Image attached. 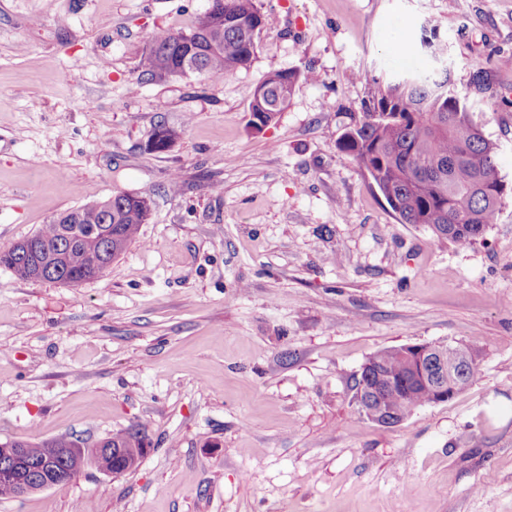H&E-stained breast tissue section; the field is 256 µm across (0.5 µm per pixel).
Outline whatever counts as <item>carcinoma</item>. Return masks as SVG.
<instances>
[{
    "instance_id": "carcinoma-1",
    "label": "carcinoma",
    "mask_w": 512,
    "mask_h": 512,
    "mask_svg": "<svg viewBox=\"0 0 512 512\" xmlns=\"http://www.w3.org/2000/svg\"><path fill=\"white\" fill-rule=\"evenodd\" d=\"M269 26V16L255 0H213V9L198 16L191 29L156 36L144 62L152 77L166 80L178 69L181 58L196 49L199 74L221 79L251 65L257 39ZM299 77L295 69L277 71L255 88L249 112L252 117L260 113L262 118L259 124L249 120L252 127L260 131L275 122ZM339 145L403 224H424L437 239L466 245L482 236L496 219L504 192L496 147L471 119L446 69L376 82L361 121L343 133ZM143 223L135 194L95 201L63 211L43 225L34 236L36 253L0 252V266L28 280L34 264L57 248L66 234L72 252L95 257L105 253L115 259L136 240ZM52 264L60 269L58 279L65 284L92 280L106 271L91 259L73 265L58 257ZM447 347L448 368L456 370L470 360L464 384L472 383L479 374L474 349L461 343ZM414 375L410 363L392 347L374 354L354 384L362 382L382 393ZM432 400L433 388L416 381L386 399L384 408L410 414ZM144 444L145 435L139 428L105 438L107 448H141ZM49 445L75 448L77 440L62 436L50 442L22 443L33 467L41 468L42 449Z\"/></svg>"
}]
</instances>
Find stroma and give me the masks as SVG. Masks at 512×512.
Returning a JSON list of instances; mask_svg holds the SVG:
<instances>
[{
  "label": "stroma",
  "mask_w": 512,
  "mask_h": 512,
  "mask_svg": "<svg viewBox=\"0 0 512 512\" xmlns=\"http://www.w3.org/2000/svg\"><path fill=\"white\" fill-rule=\"evenodd\" d=\"M256 4L276 22L249 68L157 81L143 50L211 0H0V248L116 194L151 202L98 278L0 267V443L150 444L0 512H512V0ZM439 62L505 187L464 247L401 223L338 146L374 80ZM285 68L286 109L253 129ZM159 124L179 131L162 153ZM421 342L472 345L479 377L393 427L360 414L366 360ZM300 75V72L295 69L277 71L272 77L256 86L249 104L251 117L249 123L252 127L258 131L263 129L253 120L256 113L262 114L263 127H268L275 122L278 114L288 102ZM101 441H105L104 448H139L141 453L147 451L148 448H144L145 435L141 429H128L124 432H117L112 434L111 437H107Z\"/></svg>",
  "instance_id": "35a3bbf8"
}]
</instances>
